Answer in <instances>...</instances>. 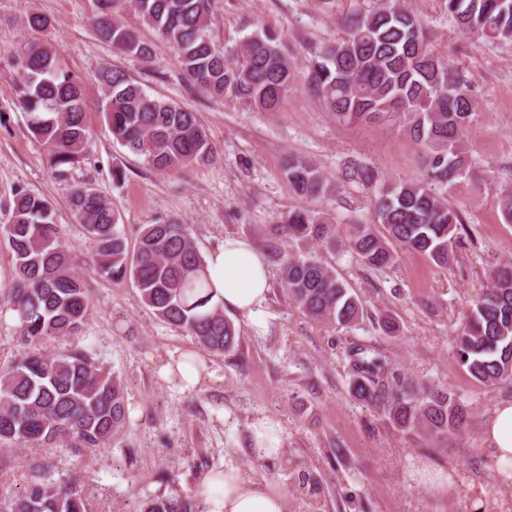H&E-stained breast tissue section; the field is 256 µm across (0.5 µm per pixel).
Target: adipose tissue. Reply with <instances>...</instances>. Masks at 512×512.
Wrapping results in <instances>:
<instances>
[{"instance_id": "1", "label": "adipose tissue", "mask_w": 512, "mask_h": 512, "mask_svg": "<svg viewBox=\"0 0 512 512\" xmlns=\"http://www.w3.org/2000/svg\"><path fill=\"white\" fill-rule=\"evenodd\" d=\"M206 272L226 308L246 316L257 328L266 325L264 310L271 284L265 257L250 241L225 238L206 260ZM485 454L500 475L512 479V404L499 405L487 424ZM204 512H284L285 496L275 485L258 481L235 464L211 471L199 488Z\"/></svg>"}]
</instances>
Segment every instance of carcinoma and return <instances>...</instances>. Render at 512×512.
Returning a JSON list of instances; mask_svg holds the SVG:
<instances>
[{
	"instance_id": "cac0c4a2",
	"label": "carcinoma",
	"mask_w": 512,
	"mask_h": 512,
	"mask_svg": "<svg viewBox=\"0 0 512 512\" xmlns=\"http://www.w3.org/2000/svg\"><path fill=\"white\" fill-rule=\"evenodd\" d=\"M448 16L477 38L512 43V0H444ZM133 8L178 52L188 79L214 99L231 97L247 111L279 112L297 75L282 32L262 29L219 50L209 36L213 0H96L99 35L120 53L148 64L154 46L120 20ZM19 104L28 130L48 150L60 174L89 154L82 79L63 67L48 43H28L13 55ZM96 80L103 92L101 115L116 141L160 172L214 161L216 149L197 113L148 95L122 69L105 67ZM345 123H379L397 116L400 131L425 147L424 178L377 183L367 166L352 163L344 175L373 189L371 221L348 225L346 245L357 265L382 272L395 265V247L428 256L441 266L452 259V241L467 232L464 212L448 203L461 178H479L461 142L472 104L460 73L427 46L416 13L400 0H374V7L346 19L345 36L316 55L307 77ZM282 175L302 197L336 193L313 162L289 157ZM496 202L512 224V189ZM70 208L93 245L99 271L113 281L133 280L143 305L203 347L228 354L240 343V327L214 300L204 261L186 225L174 219L144 225L134 247L118 230L119 211L93 188L78 186ZM273 230L288 241L336 248L338 225L321 210L295 209ZM0 234L13 253L11 307L19 324L21 357L0 367V446L60 447L72 443L105 448L127 419L122 379L82 350L44 353L40 346L78 335L90 315L79 274L62 245L52 202L15 190ZM280 282L289 300L309 318L333 329H354L363 319L359 296L320 259L294 255ZM461 365L486 386L512 376V263L493 269L490 286L472 301L453 329ZM348 356L350 396L381 410L404 432L432 437L461 434L467 413L453 394L401 374L371 345L355 344ZM7 512H86L82 491L71 480L34 471L17 496L0 492ZM139 512H202L197 490L144 499Z\"/></svg>"
}]
</instances>
